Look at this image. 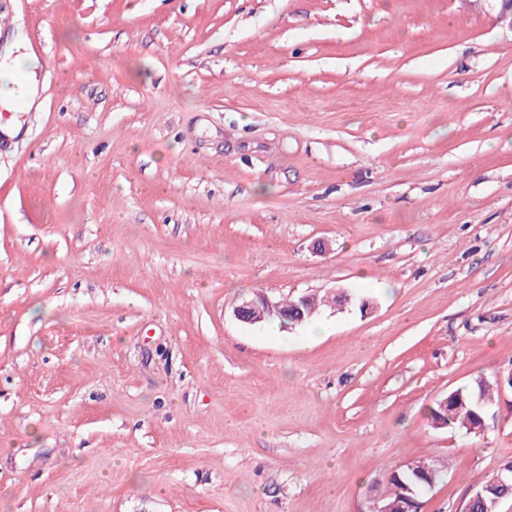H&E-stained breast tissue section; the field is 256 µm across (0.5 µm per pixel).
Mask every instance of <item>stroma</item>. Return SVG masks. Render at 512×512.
Returning <instances> with one entry per match:
<instances>
[{
	"label": "stroma",
	"mask_w": 512,
	"mask_h": 512,
	"mask_svg": "<svg viewBox=\"0 0 512 512\" xmlns=\"http://www.w3.org/2000/svg\"><path fill=\"white\" fill-rule=\"evenodd\" d=\"M495 0H0V512H365L512 460ZM348 292L270 331L234 307ZM372 310L361 312L359 299ZM477 380L469 389L452 391L448 393V398L441 401L443 409L448 406V414L441 409L438 402L435 403V406L430 409L431 419L438 421L432 422L434 427L444 428L445 426L440 421L448 425L449 429L461 428L466 425L476 428L483 427V421L485 424L486 419L484 412L494 401V387L498 390V386L501 387L506 382L512 388V372L505 379L498 377L496 380L498 385L496 381L491 383L484 378ZM475 395L479 396L481 400L480 407L476 405ZM411 464L413 466L412 471L409 469L405 472V468H397L390 470L388 474L389 489L386 494V501H394L399 495L400 484L398 483L397 475H399V477L403 481L410 485L412 493H409V495L412 496L419 503H423V497L425 493L429 490V485L431 490L435 487V484H437L441 480L443 470L434 463L431 464L430 461L418 460ZM428 468H432L433 471L435 472V481L431 477V482H429V478L427 476ZM386 501L384 497L372 498L369 509L366 512H412V510L409 509L414 508L411 505L404 503L402 501V503H400L399 501L387 503ZM403 504H406L407 506L404 507Z\"/></svg>",
	"instance_id": "obj_1"
}]
</instances>
